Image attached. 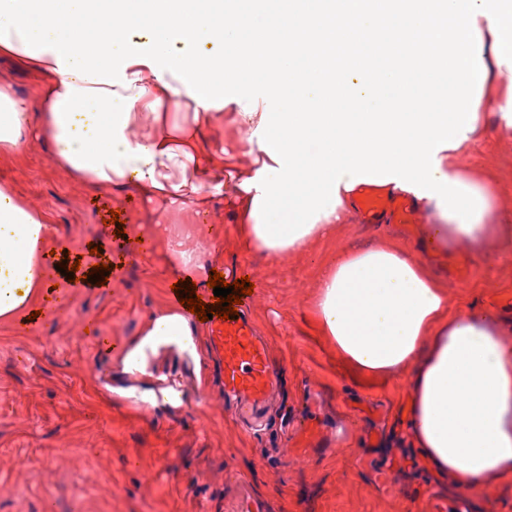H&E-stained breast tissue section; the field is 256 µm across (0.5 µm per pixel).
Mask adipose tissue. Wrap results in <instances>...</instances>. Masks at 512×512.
<instances>
[{"label":"adipose tissue","mask_w":512,"mask_h":512,"mask_svg":"<svg viewBox=\"0 0 512 512\" xmlns=\"http://www.w3.org/2000/svg\"><path fill=\"white\" fill-rule=\"evenodd\" d=\"M0 51L42 80L35 112L0 85V154L34 135L90 192L132 187L197 209L224 184L201 149L224 82L257 79L286 109L239 115L266 158L241 202L243 251L283 260L329 236L369 180L433 208L424 253L512 224L487 184L444 164L497 110L491 78L512 109V0H0ZM55 236L0 184V321L42 309ZM203 239L166 228V260L187 282L211 272ZM312 320L362 373L409 367L404 434L434 474L462 492L512 479L511 317L452 307L423 256L385 245L325 264ZM200 333L181 306L153 311L123 368L166 346L196 352Z\"/></svg>","instance_id":"obj_1"}]
</instances>
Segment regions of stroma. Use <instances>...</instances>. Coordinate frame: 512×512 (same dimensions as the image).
<instances>
[{"instance_id": "obj_1", "label": "stroma", "mask_w": 512, "mask_h": 512, "mask_svg": "<svg viewBox=\"0 0 512 512\" xmlns=\"http://www.w3.org/2000/svg\"><path fill=\"white\" fill-rule=\"evenodd\" d=\"M263 102L260 85L224 83V116L202 147L224 164V185L206 209L167 205L139 192L90 194L53 163V147L27 142L0 155L7 182L55 224L56 254L110 251L107 286L62 285L57 304L31 335L0 321V512H227L233 482L250 483L270 512H431L457 498L400 433L408 393L401 377L371 376L347 364L312 329L317 256L395 241L415 251L433 210L413 223L365 222L348 209L330 238L285 260L242 252L237 236L240 182L255 177L259 153L237 122L242 106ZM463 166L496 182L497 209H512V121L488 114ZM120 224L110 223V211ZM215 227L208 244L226 282L258 285L248 309L277 369L267 425L253 431L231 413L205 346L190 354L168 346L145 372H126L112 342L128 344L147 315L169 306L175 272L141 239L159 225ZM452 305L506 310L512 299V233L496 230L481 247L452 241L430 257ZM94 332H87V324ZM180 387L178 404L153 405L158 382ZM471 512H512V482L465 495Z\"/></svg>"}]
</instances>
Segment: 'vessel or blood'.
I'll return each mask as SVG.
<instances>
[{"label":"vessel or blood","mask_w":512,"mask_h":512,"mask_svg":"<svg viewBox=\"0 0 512 512\" xmlns=\"http://www.w3.org/2000/svg\"><path fill=\"white\" fill-rule=\"evenodd\" d=\"M360 193L359 209L370 221L387 215L408 224L418 210L412 199L381 193L373 184L362 185ZM249 301V296H242L236 315L226 321L216 317L209 319L202 327L209 349L219 357L225 392L255 410L267 401L275 373L268 348L257 337L247 314ZM234 512H268V504L243 483L239 486Z\"/></svg>","instance_id":"1"}]
</instances>
